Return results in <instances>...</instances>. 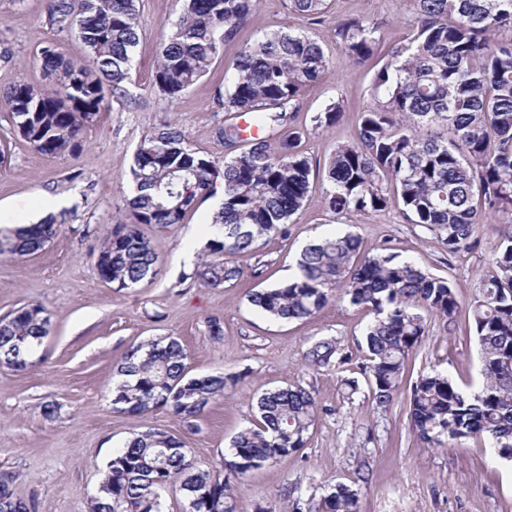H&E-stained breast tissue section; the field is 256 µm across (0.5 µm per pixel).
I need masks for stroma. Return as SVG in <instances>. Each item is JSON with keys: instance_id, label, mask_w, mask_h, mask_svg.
Segmentation results:
<instances>
[{"instance_id": "stroma-1", "label": "stroma", "mask_w": 512, "mask_h": 512, "mask_svg": "<svg viewBox=\"0 0 512 512\" xmlns=\"http://www.w3.org/2000/svg\"><path fill=\"white\" fill-rule=\"evenodd\" d=\"M46 10L45 0H0V89L19 81L43 84L38 53L48 44L72 60L83 59L76 34L52 28ZM181 11L182 0H140L130 87L138 107L114 102L100 112L84 130L79 156L45 155L12 136L11 154L0 163V224L32 223L50 197L59 202L53 216L66 218L44 250L0 257V315L40 303L51 316L33 367L19 371L0 364V474L12 475L16 492L35 500L37 512H88L106 462L131 432L164 429L191 448L197 467L211 469L230 457L232 438L253 421L263 393L299 383L319 405L303 448L236 481L234 512H287L292 501L339 483L357 490L359 512H512V462L483 439L427 447L408 415L411 389L421 375L440 372L468 390L482 383L469 305L501 236L498 218L485 219L469 247L451 255L425 228L404 223L398 206L336 216L314 200L287 235L232 256L243 271L235 284L210 288L191 276L219 202L207 197L183 223L143 226L157 255L154 279L117 291L97 277L100 243L133 190V153L162 120L176 123L208 157L220 160L244 150V143L230 148L218 136L224 114L216 97L229 89L245 44L283 26L309 32L329 56V74L303 88L294 120L304 133L301 149L318 170L337 144L353 140L372 77L405 40L411 17L409 0H330L323 22L314 24L290 12L288 0H259L207 74L171 103L155 87L154 75L162 28ZM352 18L374 23L383 41L380 53L359 66L334 35L337 21ZM332 103L342 107V119L315 127L312 116ZM333 232L357 235L366 255L391 248L449 281L460 298L453 319L424 312L426 332L406 361L397 397L384 409L372 401L363 372L368 310L332 300L310 318L275 323L248 302L251 290L287 282L303 247ZM214 317L223 327L218 337L209 331ZM166 336L184 345L190 375L221 373L228 380L223 397L190 426L162 407L140 414L113 411L108 397L128 348ZM325 340L335 342L336 355L313 365L308 354ZM48 402L57 404L55 416L44 414Z\"/></svg>"}]
</instances>
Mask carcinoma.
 Here are the masks:
<instances>
[{"instance_id": "1", "label": "carcinoma", "mask_w": 512, "mask_h": 512, "mask_svg": "<svg viewBox=\"0 0 512 512\" xmlns=\"http://www.w3.org/2000/svg\"><path fill=\"white\" fill-rule=\"evenodd\" d=\"M139 0H47V19L77 34L86 48L82 62L51 44L40 52L43 76L53 89L18 83L0 94L13 130L42 154L76 156L84 128L113 99L128 108L132 65L140 41ZM179 18L160 35L154 85L178 100L233 39L257 0H184ZM327 0H289L304 17H321ZM407 41L371 82L370 103L358 116L353 141L339 144L323 170L321 203L340 215L401 205L400 214L436 235L448 252L467 244L473 228L497 214L512 223V0H412ZM336 39L360 65L378 53V28L362 18L339 21ZM330 60L304 32L264 33L246 44L234 64L230 89L218 97L225 112L221 135L241 138L236 120L252 114L261 131L249 147L222 161L200 154L179 126L162 121L135 151L130 166L136 195L125 218L104 237L95 268L116 290L157 275V257L141 231L145 224H181L201 197L223 188L211 220V236L192 277L211 288L237 280L229 257L257 248L260 240L286 234V225L311 201L312 167L293 125L299 93L324 78ZM343 110L328 105L312 117L315 127L337 123ZM57 218L0 227V256L22 258L44 249L56 236ZM360 240L332 235L308 245L287 283L255 291L249 302L273 321L306 319L331 297L348 299L373 314L365 329L372 400L390 405L401 384L404 362L425 332L420 309L453 320V285L423 273L395 253L358 257ZM491 273L470 306L482 364V385L465 391L439 373L418 378L409 415L430 448L446 440L484 438L512 461V231L492 248ZM48 310L27 304L0 316V362L30 367L33 349L47 336ZM336 352L321 342L310 352L315 365ZM184 346L175 338L130 347L112 389L117 412L164 407L187 427L224 396V374L188 376ZM251 426L231 441L230 460L199 469L191 449L160 428L138 431L112 453L91 512H163L162 492L182 497V512H233L231 482L304 446L318 403L301 384L265 392ZM358 493L338 484L305 508L292 512H357ZM0 508L36 512L0 478Z\"/></svg>"}]
</instances>
